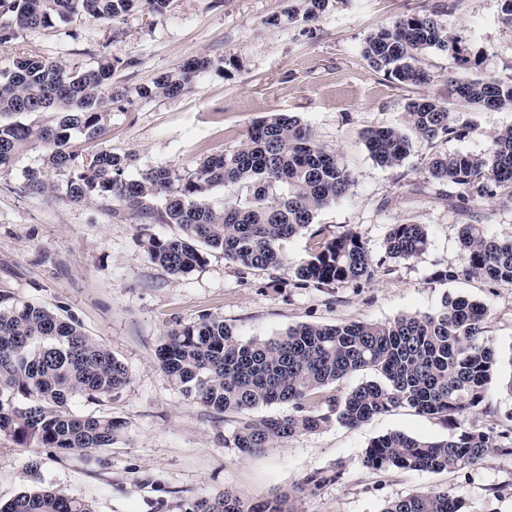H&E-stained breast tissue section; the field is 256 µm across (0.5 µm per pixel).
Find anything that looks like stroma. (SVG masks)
I'll list each match as a JSON object with an SVG mask.
<instances>
[{"instance_id": "35a3bbf8", "label": "stroma", "mask_w": 512, "mask_h": 512, "mask_svg": "<svg viewBox=\"0 0 512 512\" xmlns=\"http://www.w3.org/2000/svg\"><path fill=\"white\" fill-rule=\"evenodd\" d=\"M295 5L170 0L160 15L136 9L109 23L83 20L74 39L58 24L23 33L0 49V70L22 55L89 65L107 54L133 60L119 77L135 87L190 58L207 57L212 67L189 92L140 99L112 112L106 136L75 139V150L134 154L132 177L156 166L185 175L201 159L236 149L267 113L296 116L343 157L355 177L352 194L316 218L324 236L354 231L380 258L390 226L414 222L429 230L426 253L391 263L368 283L304 286L296 268L315 244L305 231L285 243L288 262L278 269L247 268L214 250L203 267L174 276L139 247L140 225L100 202L63 198L67 172L48 168L41 146L28 148L0 171V291L76 319L125 365L130 382L104 402L73 406L81 414L105 412L125 422L111 447L33 454L0 437L1 504L39 483L89 500L95 512H185L194 498L227 489L262 500L308 472L338 464L340 477L305 496L301 512H381L388 501L426 489L455 491L465 512H512V455L493 451L468 469L439 473L362 464L380 435L402 431L444 440L460 434L455 419L404 405L356 428L334 424L246 457L231 442L240 415L218 414L185 398L158 364L156 350L166 332L205 314L223 318L246 341L298 323L385 322L463 296L487 307L486 338L496 352L488 395L466 427L494 435L512 430V393L505 388L512 378V288L437 279V271L465 261L458 245L461 218L448 205L446 187L425 185L422 174L433 152H484L490 131L512 125V110L463 112L462 122L471 127L465 137L415 141L404 167H379L365 147V131L399 124L409 100L445 94L447 87L441 80L422 86L388 80L360 54L373 30L434 9L461 37L466 55L478 57L480 71L511 75L512 29L501 22V0H330L323 16L309 24L288 22ZM32 171L44 174L48 190L30 192Z\"/></svg>"}]
</instances>
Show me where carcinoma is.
<instances>
[{
	"instance_id": "cac0c4a2",
	"label": "carcinoma",
	"mask_w": 512,
	"mask_h": 512,
	"mask_svg": "<svg viewBox=\"0 0 512 512\" xmlns=\"http://www.w3.org/2000/svg\"><path fill=\"white\" fill-rule=\"evenodd\" d=\"M289 18L317 19L329 0H298ZM170 0H0V48L26 32L71 24L79 17L117 20L137 6L161 14ZM435 50L467 65L461 39L448 32L433 12L406 15L372 33L361 56L383 76L409 86L430 84L441 75L422 67L424 53ZM133 65L106 54L93 65H63L42 56L13 60L0 71V170L14 165L32 143L48 150V163L69 171L64 196L73 203H116L128 219L150 224L158 218L177 233H143L138 244L149 259L172 275L188 274L207 262L212 250L258 270L287 262L283 243L308 229L319 212L348 197L351 170L336 151L320 144L296 116L270 113L248 129L240 146L211 155L195 172L179 175L157 166L131 178L135 158L107 150L80 155L70 149L75 134L98 140L107 131L112 109L136 98L176 97L212 66L206 57L185 61L151 84L130 87L118 70ZM512 109V77L478 73L448 79L445 97L409 100L396 126L366 131L365 146L383 168H400L413 142L432 144L461 137L467 125L459 109ZM57 113L44 123L40 114ZM18 115L31 117L24 123ZM479 154L436 152L424 165L428 183L448 185V205L467 217L484 210L498 193L512 203V125L487 135ZM235 185L244 198L215 205L209 193ZM458 241L465 256L459 268L438 278L488 280L512 288V239H497L484 224L463 223ZM423 224L391 226L384 242L386 258L415 260L428 249ZM383 265L361 238L347 231L320 239L317 249L297 267L304 284L332 288L369 282ZM488 308L465 297L445 298L423 314H403L386 322L301 323L269 339L241 340L224 319L204 315L163 336L158 361L171 383L216 413L244 415L233 433L234 447L245 456L273 448L298 435L333 423L359 427L396 407L408 405L427 415L453 416L463 424L484 402L495 364V350L484 339ZM371 368L380 380L339 395L322 391L352 372ZM129 382L125 366L80 325L58 312L8 293H0V436L22 448L59 453L108 448L125 424L109 414L79 415L71 404L101 402ZM288 404L282 416L250 415L255 409ZM512 455L487 432L464 429L448 440L422 441L400 431L386 433L368 446L367 468L417 471L462 470L491 449ZM340 467L317 470L271 497L248 502L232 490L189 504L186 512H300L302 498L333 482ZM0 512H94L92 504L61 489L35 486L0 504ZM381 512H463L451 490L420 491L387 502Z\"/></svg>"
}]
</instances>
